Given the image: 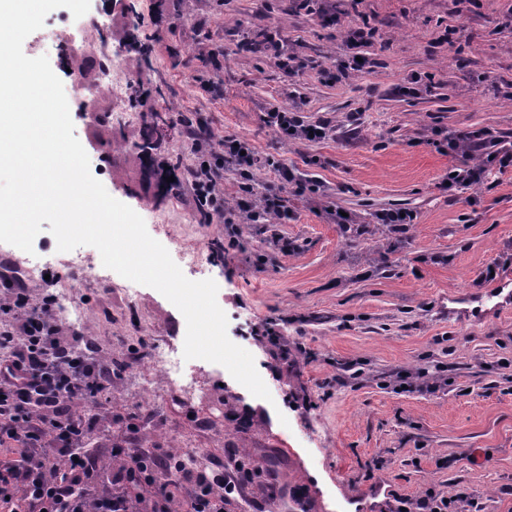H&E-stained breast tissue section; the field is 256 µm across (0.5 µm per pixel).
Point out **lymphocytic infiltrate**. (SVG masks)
Instances as JSON below:
<instances>
[{"mask_svg": "<svg viewBox=\"0 0 512 512\" xmlns=\"http://www.w3.org/2000/svg\"><path fill=\"white\" fill-rule=\"evenodd\" d=\"M266 126L282 139L322 140L330 121L308 123L300 112L271 108ZM190 162L185 182L202 223L221 224L231 245L243 224L287 223L288 193H318L321 184L294 168L258 156L244 138L216 137L203 123L187 125ZM238 175L237 202L224 206V170ZM276 180L256 191V174ZM0 512H231L253 482L251 469L229 454L223 470L172 473L168 453L123 451V470L99 482V454L86 451L93 424L82 412L91 400H109L112 372L91 357L56 321L53 298L32 301L11 261H0Z\"/></svg>", "mask_w": 512, "mask_h": 512, "instance_id": "lymphocytic-infiltrate-1", "label": "lymphocytic infiltrate"}]
</instances>
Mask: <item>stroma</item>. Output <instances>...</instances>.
Listing matches in <instances>:
<instances>
[{
    "instance_id": "1",
    "label": "stroma",
    "mask_w": 512,
    "mask_h": 512,
    "mask_svg": "<svg viewBox=\"0 0 512 512\" xmlns=\"http://www.w3.org/2000/svg\"><path fill=\"white\" fill-rule=\"evenodd\" d=\"M90 18L113 35L134 30L153 51L135 74V112L168 107L175 124L161 148L188 165L180 118L235 134L260 156L282 160L331 188L357 222L342 232L315 195H289L292 220L244 227L233 247L221 225L201 223L187 188L166 192L135 145L143 124L70 103L74 134L92 175L140 215L169 251L208 256L207 276L232 342L249 351L271 397H254L221 365L198 361L210 403L162 401L147 410L129 375L144 342L183 348L186 322L157 290L97 265L76 288L77 270L49 231L33 253L0 245V257L35 259L54 273L34 297L69 290L59 324L97 348L115 369L111 401L90 404L89 447L111 459L109 435L138 426L136 446L177 453L200 443L211 465L226 447L249 448L288 494L303 491L307 512H391L394 495L455 499L458 512H512V300L490 297L482 273L512 280V169L490 167L482 182L446 187L453 168L512 149V0H362L334 28L318 25L303 0H90ZM370 21L379 36L362 47V70H340L350 30ZM304 67L286 74L258 50L270 35ZM224 46L221 68L206 52ZM222 84L207 92L197 81ZM299 107L326 118L334 137L283 141L261 120L266 108ZM482 131L483 150L463 157L449 138ZM128 141L116 152L113 142ZM404 210L415 219L392 233L374 216ZM282 237L293 249L265 247ZM88 309L72 317L68 305ZM288 339L287 350L273 344ZM424 375L423 392L389 387L397 372ZM224 407L230 445L214 439L211 403ZM166 425L177 442L149 440Z\"/></svg>"
}]
</instances>
